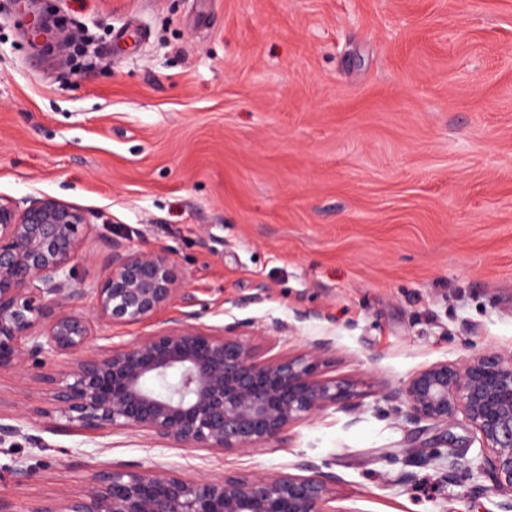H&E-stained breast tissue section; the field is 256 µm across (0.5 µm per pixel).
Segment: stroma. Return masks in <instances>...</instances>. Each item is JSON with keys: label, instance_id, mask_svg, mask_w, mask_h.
<instances>
[{"label": "stroma", "instance_id": "obj_1", "mask_svg": "<svg viewBox=\"0 0 512 512\" xmlns=\"http://www.w3.org/2000/svg\"><path fill=\"white\" fill-rule=\"evenodd\" d=\"M42 12L92 44L85 63L36 50ZM43 195L90 214L76 287L117 240L168 248L190 290L97 337L196 311L262 356L327 342L322 376L359 387L266 450L16 439L10 512L106 464L307 465L342 512H505L488 477L442 464L471 428L411 424L391 393L437 361L512 354V0H0V196ZM50 406L38 377L0 372V415Z\"/></svg>", "mask_w": 512, "mask_h": 512}]
</instances>
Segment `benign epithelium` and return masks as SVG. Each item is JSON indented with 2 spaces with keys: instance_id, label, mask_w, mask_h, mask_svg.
I'll list each match as a JSON object with an SVG mask.
<instances>
[{
  "instance_id": "obj_1",
  "label": "benign epithelium",
  "mask_w": 512,
  "mask_h": 512,
  "mask_svg": "<svg viewBox=\"0 0 512 512\" xmlns=\"http://www.w3.org/2000/svg\"><path fill=\"white\" fill-rule=\"evenodd\" d=\"M78 206L54 196L0 197V371L21 375L49 361L64 368L40 379L52 409L0 416V444L45 446L53 430L106 438L142 433L173 448L254 451L288 429L357 396L358 382L318 375L324 344L296 357L259 358L239 336L213 333L185 314L172 325L93 351L94 322L136 324L187 293L163 249L112 242L108 273L75 288V260L89 230ZM92 316L66 310L85 298ZM413 423L463 422L477 434L475 458L452 448L448 472L489 477L512 496V356L438 361L396 391ZM333 476L229 475L186 479L171 470L109 464L78 495L30 512H338Z\"/></svg>"
}]
</instances>
